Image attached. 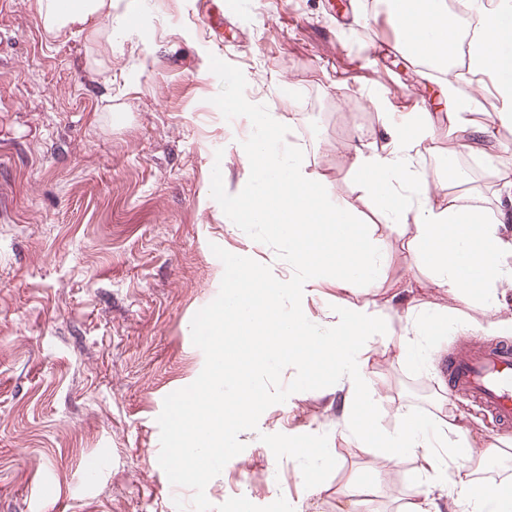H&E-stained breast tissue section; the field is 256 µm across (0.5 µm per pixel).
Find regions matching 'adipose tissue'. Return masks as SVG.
I'll use <instances>...</instances> for the list:
<instances>
[{
	"mask_svg": "<svg viewBox=\"0 0 512 512\" xmlns=\"http://www.w3.org/2000/svg\"><path fill=\"white\" fill-rule=\"evenodd\" d=\"M115 2L34 0L44 32L57 38L95 33L98 20L111 17ZM469 5L476 34L467 44L468 68L491 74L502 106L497 118L512 124V0H469ZM388 16L403 39L405 54L434 72L449 74L448 59L457 31L448 18L446 0H395ZM431 129V121L423 114L394 126L383 147H355L354 178L385 223L413 220V247L430 267L434 286L462 302L481 298L487 309L498 313L489 331L512 333V316L499 314L512 295V267L506 263L512 256V168L494 171L507 193L494 212L462 204L453 195L441 205L427 197L416 198L413 189L421 177L413 158ZM463 432L458 415L451 410L434 421L401 413L395 429L380 436L379 445L394 459L420 456L427 473L441 472L447 462H456L448 493L465 502L466 512H512V484L474 482L473 469L482 459L474 455Z\"/></svg>",
	"mask_w": 512,
	"mask_h": 512,
	"instance_id": "ef3b65f1",
	"label": "adipose tissue"
}]
</instances>
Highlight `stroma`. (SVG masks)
I'll list each match as a JSON object with an SVG mask.
<instances>
[{
	"instance_id": "obj_1",
	"label": "stroma",
	"mask_w": 512,
	"mask_h": 512,
	"mask_svg": "<svg viewBox=\"0 0 512 512\" xmlns=\"http://www.w3.org/2000/svg\"><path fill=\"white\" fill-rule=\"evenodd\" d=\"M208 0H118L100 35L51 40L33 0H0V512H193L192 490L172 488L158 462L164 398L191 384L204 355L191 341L194 314L219 293L224 266L212 245L268 265L275 250L229 228L210 196L214 163L226 190L243 180L236 143L249 119L225 120L211 102L221 84L210 56L239 67L251 103L282 116L287 144L328 180L383 243L384 275L352 291L322 282L302 302L312 323L364 302L387 315L388 344L363 356V372L391 431L400 411L437 416L452 401L473 448L502 439L477 483L512 482V428L498 426L465 397H449L451 352L479 334L413 330L407 311L444 313L482 325L480 299L463 303L430 282L408 244L414 224H380L353 180L352 144L383 145L389 121L431 113L436 132L414 158L432 202L448 196L440 165L455 159L457 193L496 209L492 167H512V124L494 122L482 151L449 140L440 79L396 54L397 34L378 0H244L209 22ZM141 26L126 32V10ZM413 335L423 370L402 356ZM332 385L269 407L245 449L206 487L215 505L243 496L278 497L295 512H338L339 491L370 512H404L424 497L416 457L393 460L359 442L337 419ZM324 434L337 466L305 488L294 459H276L260 434ZM51 483L53 494L40 490Z\"/></svg>"
}]
</instances>
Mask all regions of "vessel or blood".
Returning <instances> with one entry per match:
<instances>
[{
    "label": "vessel or blood",
    "instance_id": "b4317fda",
    "mask_svg": "<svg viewBox=\"0 0 512 512\" xmlns=\"http://www.w3.org/2000/svg\"><path fill=\"white\" fill-rule=\"evenodd\" d=\"M448 389L512 424V344L475 343L454 354L448 362Z\"/></svg>",
    "mask_w": 512,
    "mask_h": 512
}]
</instances>
